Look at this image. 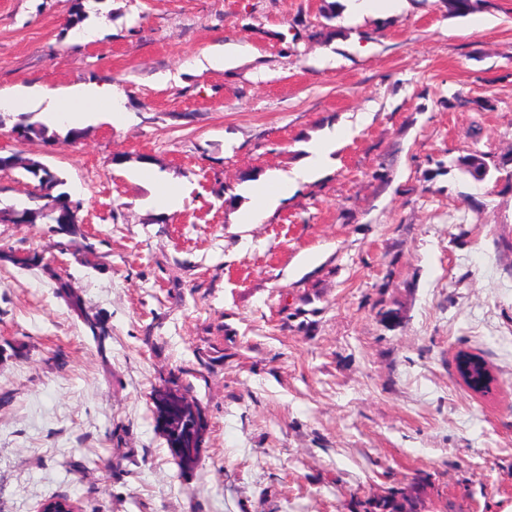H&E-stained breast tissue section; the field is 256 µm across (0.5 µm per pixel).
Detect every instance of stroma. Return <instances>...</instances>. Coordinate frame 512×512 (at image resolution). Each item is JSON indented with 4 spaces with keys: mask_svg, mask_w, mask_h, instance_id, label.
<instances>
[{
    "mask_svg": "<svg viewBox=\"0 0 512 512\" xmlns=\"http://www.w3.org/2000/svg\"><path fill=\"white\" fill-rule=\"evenodd\" d=\"M74 1L0 0L1 93L104 83L128 116L75 143L13 136L42 104L0 116V153L66 179L97 253L0 223V248L50 262H0V512L59 494L81 512H363L393 488L420 512H512V165L483 182L443 167L512 153V0H486L481 32L407 0L329 41L325 0H78L91 42ZM227 42L247 48L235 66H195ZM365 112L316 180L238 223L242 174L290 170ZM145 169L182 186L179 211ZM462 350L491 395L457 377ZM181 370L209 422L188 475L149 400ZM56 283L58 293L63 298H65L70 307H72L75 311H78L80 313L85 325L90 329L91 333L93 334V337L95 339H99V336L105 335V330L102 327L98 316L95 314L91 315L88 311H86L81 297L75 294L70 288H67L68 284L65 281H63L62 278H56Z\"/></svg>",
    "mask_w": 512,
    "mask_h": 512,
    "instance_id": "stroma-1",
    "label": "stroma"
}]
</instances>
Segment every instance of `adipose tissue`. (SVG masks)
<instances>
[{
    "label": "adipose tissue",
    "mask_w": 512,
    "mask_h": 512,
    "mask_svg": "<svg viewBox=\"0 0 512 512\" xmlns=\"http://www.w3.org/2000/svg\"><path fill=\"white\" fill-rule=\"evenodd\" d=\"M44 102V118L49 125L67 124L79 127L109 113L112 123H121L125 108L112 88L96 83L83 84L66 93L40 89L37 94ZM356 132L353 123H341L326 131L308 150L300 165L251 184L248 188L250 202L238 215L242 224H257L272 212L281 199L287 198L298 184L316 179L331 161L332 154Z\"/></svg>",
    "instance_id": "adipose-tissue-1"
}]
</instances>
